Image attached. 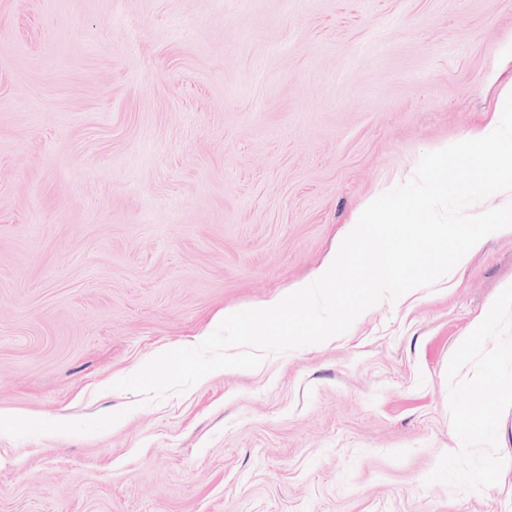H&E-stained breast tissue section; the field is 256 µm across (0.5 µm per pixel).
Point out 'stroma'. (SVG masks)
I'll return each mask as SVG.
<instances>
[{"instance_id": "stroma-1", "label": "stroma", "mask_w": 512, "mask_h": 512, "mask_svg": "<svg viewBox=\"0 0 512 512\" xmlns=\"http://www.w3.org/2000/svg\"><path fill=\"white\" fill-rule=\"evenodd\" d=\"M511 42L512 0H0V512H512V306L457 355L512 232L325 342L114 387L310 281Z\"/></svg>"}]
</instances>
